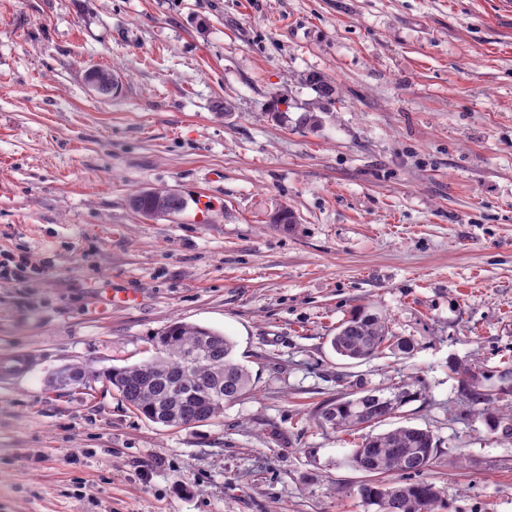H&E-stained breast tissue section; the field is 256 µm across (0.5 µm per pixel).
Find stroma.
<instances>
[{
	"label": "stroma",
	"mask_w": 512,
	"mask_h": 512,
	"mask_svg": "<svg viewBox=\"0 0 512 512\" xmlns=\"http://www.w3.org/2000/svg\"><path fill=\"white\" fill-rule=\"evenodd\" d=\"M311 70L340 91L316 127ZM152 188L187 208L139 217ZM361 308L410 353L339 358ZM175 321L252 373L216 422L153 423L107 379ZM17 354L0 512H376L354 436L316 412L395 384L417 396L375 430L433 433L440 512H512V438L456 374L512 360V0H0V361ZM73 364L88 386L57 383Z\"/></svg>",
	"instance_id": "stroma-1"
}]
</instances>
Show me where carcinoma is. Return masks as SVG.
Returning <instances> with one entry per match:
<instances>
[{
  "mask_svg": "<svg viewBox=\"0 0 512 512\" xmlns=\"http://www.w3.org/2000/svg\"><path fill=\"white\" fill-rule=\"evenodd\" d=\"M303 82L315 97L305 106V119L316 122L319 115L333 111L339 89L332 79L310 72ZM158 199L146 190L128 198L136 213L162 206L168 215L186 207L185 198L176 191L162 189ZM334 352L343 359L364 361L386 349L407 353L410 344L394 338L384 320L360 309L336 327L331 339ZM235 343L223 333L199 325L175 322L150 339L151 358L142 364L114 367L109 382L133 412L153 423L173 428L211 422L224 415V407L252 389L248 367L234 357ZM460 401L469 407H482V415L491 431L512 437V415L492 412V405L503 394L512 392V366L498 371L501 386L486 385L470 369L458 371ZM60 383L76 385L86 379L79 366L61 371ZM398 407L389 405L376 389L360 390L348 398L323 403L317 411L321 425L338 432L352 433L366 424H380L398 413L414 398L407 387H397ZM437 445L432 432L411 425L398 426L378 434H367L352 450L351 465L372 476L358 486L357 494L377 512H437L439 492L425 481L403 484L389 482L393 475H416L432 463Z\"/></svg>",
  "mask_w": 512,
  "mask_h": 512,
  "instance_id": "cac0c4a2",
  "label": "carcinoma"
}]
</instances>
